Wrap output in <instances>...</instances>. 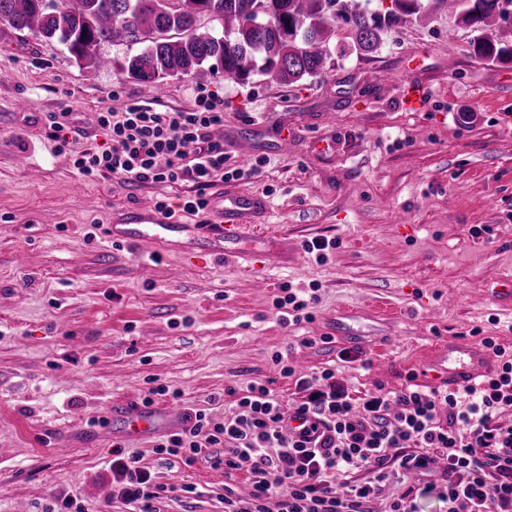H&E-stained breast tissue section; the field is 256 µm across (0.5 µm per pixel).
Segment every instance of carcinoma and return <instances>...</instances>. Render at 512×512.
<instances>
[{
    "mask_svg": "<svg viewBox=\"0 0 512 512\" xmlns=\"http://www.w3.org/2000/svg\"><path fill=\"white\" fill-rule=\"evenodd\" d=\"M506 4L512 0H392L370 11L356 0H0V21L58 40L78 63L104 64L103 42L138 41L142 51L118 68L154 90L166 77L215 71L236 83L260 76L295 84L319 75L333 50L376 53L391 30L426 22L448 5L473 29L474 58L512 63V30L501 23ZM203 5L221 33L193 23Z\"/></svg>",
    "mask_w": 512,
    "mask_h": 512,
    "instance_id": "1",
    "label": "carcinoma"
}]
</instances>
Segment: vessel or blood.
Masks as SVG:
<instances>
[{"label":"vessel or blood","mask_w":512,"mask_h":512,"mask_svg":"<svg viewBox=\"0 0 512 512\" xmlns=\"http://www.w3.org/2000/svg\"><path fill=\"white\" fill-rule=\"evenodd\" d=\"M261 206L262 199L256 194L226 196L219 204L221 223L169 224L158 219L154 205L146 200L127 223L109 225L108 235L115 241L131 244L148 241L164 249L180 241L188 250L229 259L261 276L270 269L272 262L287 263L293 250L283 236L263 238L257 248L249 251L238 249V242L248 234L244 217ZM433 366L442 371L446 379L464 384L474 382L488 370L486 354L481 347L453 341L438 350ZM180 415V409L175 405L158 409L126 406L122 408L119 420L123 434L147 436L172 428L179 422Z\"/></svg>","instance_id":"obj_1"}]
</instances>
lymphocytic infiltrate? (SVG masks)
Masks as SVG:
<instances>
[{
    "instance_id": "lymphocytic-infiltrate-1",
    "label": "lymphocytic infiltrate",
    "mask_w": 512,
    "mask_h": 512,
    "mask_svg": "<svg viewBox=\"0 0 512 512\" xmlns=\"http://www.w3.org/2000/svg\"><path fill=\"white\" fill-rule=\"evenodd\" d=\"M223 122V111L205 98L185 112L138 102L121 112L107 108L98 115L105 143L78 152L73 166L85 177L188 184L182 210L194 215L208 206L216 180L242 175L225 170L224 144L212 136ZM482 344L498 357L497 369L453 392L410 383L396 392L378 385L354 398L333 370L314 380L294 377L286 365L294 400L250 383L230 418L192 411L156 451L191 463L203 448H214L215 464L249 473L250 494L226 489L224 512H372V502L401 472L417 482L391 498L388 512H415L423 491L436 493L448 512H512V424L499 421L512 409V354L494 338ZM359 469L368 479L349 480ZM159 490L135 457L116 452L113 497L153 512Z\"/></svg>"
}]
</instances>
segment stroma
<instances>
[{"label":"stroma","mask_w":512,"mask_h":512,"mask_svg":"<svg viewBox=\"0 0 512 512\" xmlns=\"http://www.w3.org/2000/svg\"><path fill=\"white\" fill-rule=\"evenodd\" d=\"M472 37L442 9L291 86L162 80L158 111L217 102L212 135L226 168L244 172L216 181L209 208L189 215L183 187L73 167L103 141L100 110L143 100L111 66L141 44L102 43L105 65H85L0 23V512H52L66 495L86 512H131L101 492L118 446L162 486L158 512H224L225 488L248 492L245 471L169 460L158 436H124L121 403L221 418L255 381L285 400L295 376L326 368L355 393L403 389L412 373L433 388L425 364L440 342L492 337L512 351V309L496 300L512 287V64L472 58ZM406 83L426 88L418 108L401 102ZM52 112L70 115L67 147L47 137ZM244 194L266 201L254 224L293 244L289 266L260 283L207 255L106 235L145 197L173 220L213 224L221 197ZM316 238L336 243L321 265L305 251ZM312 281L311 321L283 325L273 295ZM344 349L360 360L341 361Z\"/></svg>","instance_id":"stroma-1"}]
</instances>
